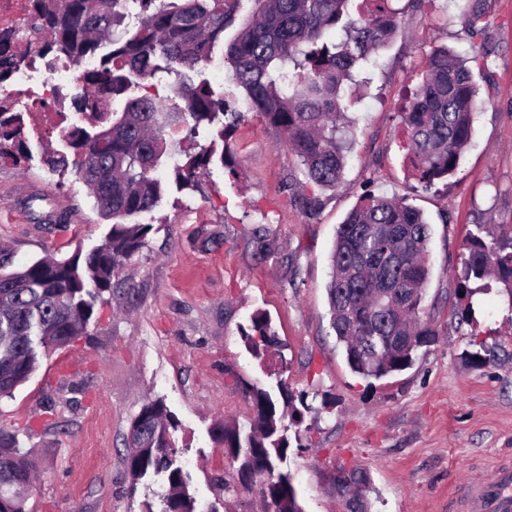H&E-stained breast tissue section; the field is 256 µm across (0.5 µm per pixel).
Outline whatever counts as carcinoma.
<instances>
[{
	"label": "carcinoma",
	"mask_w": 512,
	"mask_h": 512,
	"mask_svg": "<svg viewBox=\"0 0 512 512\" xmlns=\"http://www.w3.org/2000/svg\"><path fill=\"white\" fill-rule=\"evenodd\" d=\"M240 0H33L24 32L0 31V83L37 55L89 57L77 110L86 125L62 139L71 154L49 152V170L73 174L91 191L99 215L112 221L104 244L86 256L41 257L13 266L0 250V399L10 398L36 371L40 360L87 334L95 302L112 278L145 244L147 224L125 219L150 213L164 187L155 176L168 141L179 132L193 139L208 129L210 144L183 158L170 172L179 190L194 191L210 167L233 159L231 133L245 113L215 93L199 72L224 44V64L244 92L249 110L285 137L314 192L300 197L308 215L321 207L319 190L336 187L346 166V141L336 122L353 105L347 82L368 56L395 35L400 20L391 0H371L368 13L352 17L351 0H252L251 20L234 26ZM138 22L124 26L131 14ZM472 37L487 29L483 14L470 8ZM336 30V43L326 35ZM173 77L174 97L149 92L129 97L120 112L95 117L102 101L126 94L132 78ZM476 86L473 70L446 48L433 50L420 81L399 112L408 136L413 175L426 188L453 174L473 136ZM17 102L0 98V161L27 158L28 124ZM221 144V151L215 145ZM431 225L423 213L394 197L369 195L339 225L331 252L328 299L331 327L350 370L381 379L409 368L416 352L440 335L438 316L424 305L429 281ZM456 274L450 316L457 324L474 320V297L491 282L505 286L512 308V224H476L465 241ZM245 345L259 358L278 344L266 316L257 314L241 329ZM465 360L479 368L488 348L473 342ZM241 387L252 404L247 423H219L215 437L235 474L250 471L262 512H304L290 472L281 469L290 448L286 420L302 422L311 410L305 395L280 381L282 405L256 383ZM176 420L163 402L141 408L126 439L125 466L132 481L149 472L166 473L162 512H196L189 478L176 464L172 431ZM40 456L17 446L15 433L0 428V512H27ZM367 476L341 472L337 485L347 512H367L361 488Z\"/></svg>",
	"instance_id": "1"
}]
</instances>
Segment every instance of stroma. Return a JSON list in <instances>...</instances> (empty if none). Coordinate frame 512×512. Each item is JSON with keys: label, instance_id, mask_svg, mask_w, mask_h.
<instances>
[{"label": "stroma", "instance_id": "1", "mask_svg": "<svg viewBox=\"0 0 512 512\" xmlns=\"http://www.w3.org/2000/svg\"><path fill=\"white\" fill-rule=\"evenodd\" d=\"M469 3L485 14L484 39L469 34ZM395 6L401 28L360 73L347 166L316 216L295 201L306 179L281 134L245 120L232 135L234 169L213 165L192 192L167 185L138 216L150 227L146 243L97 301L87 335L42 358L0 400V427L44 455L29 512H161L162 476L135 485L124 464L132 419L158 399L178 422L173 437L197 508L250 512L251 494L224 491L229 462L212 434L217 418L250 417L244 380L284 381L313 407L299 427L303 447L288 457L305 512H345L336 477L352 469L369 478V512H455L463 482L512 463V308L497 283L480 295L475 326L450 324L448 305L472 225L512 224V0ZM440 46L464 58L489 53L493 66L474 74L478 109L458 169L425 189L411 175L398 109ZM66 148L33 133L27 159L0 163V246L15 264L89 253L110 231L84 183L44 165L46 150ZM369 195L423 211L433 229L426 302L449 323L410 368L381 381L348 368L327 297L336 230ZM258 312L279 338L277 355L265 359L240 335ZM475 335L493 351L478 369L463 358ZM48 404V425L26 430Z\"/></svg>", "mask_w": 512, "mask_h": 512}]
</instances>
